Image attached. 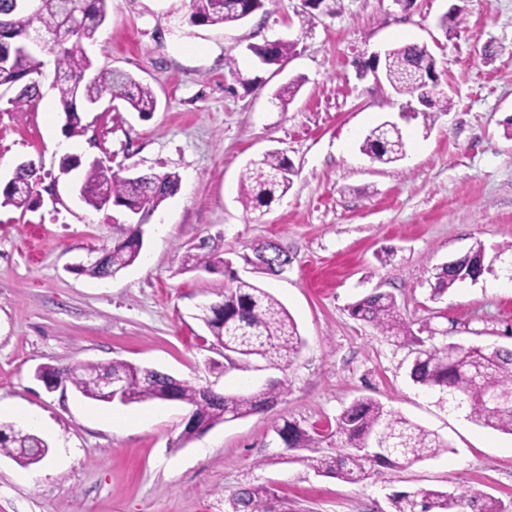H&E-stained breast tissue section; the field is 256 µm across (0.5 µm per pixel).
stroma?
Listing matches in <instances>:
<instances>
[{
    "instance_id": "1",
    "label": "stroma",
    "mask_w": 512,
    "mask_h": 512,
    "mask_svg": "<svg viewBox=\"0 0 512 512\" xmlns=\"http://www.w3.org/2000/svg\"><path fill=\"white\" fill-rule=\"evenodd\" d=\"M455 8L461 24L443 27ZM189 14L190 0H112L85 46L97 66L151 87L150 118L98 109L68 130L61 110L16 112L0 100V177L24 159L42 175L32 209L0 208V422L49 445L35 465L0 456V512H222L225 495L254 480L272 483L294 512H392V494L419 488L512 506V436L438 407L409 377L413 344L349 312L387 292L413 329H433V345L512 347V0H267L225 27L191 25ZM277 38L294 42L293 54L282 69L259 66L250 45ZM405 43L428 47L450 101L428 120L404 118L405 97L368 67ZM296 77L298 94L280 108L273 92ZM386 120L408 148L380 165L360 145ZM269 151L288 156L294 183L257 221L239 200L240 178ZM67 153L110 160L122 175L179 176L176 194L145 219L140 258L112 277L77 266L112 247L128 217L84 203L82 169L60 170ZM270 240L293 258L279 276L240 257ZM478 242L483 275L430 300L435 267ZM202 245L284 305L303 338L291 363L229 358L213 342L202 307L222 300L227 279L186 270L187 252ZM115 361L224 394L280 380L288 393L185 441L184 404H109L69 384L50 393L34 376L45 364ZM359 396L437 432L448 452L348 484L274 442L275 422L326 428ZM113 412L124 426L112 425Z\"/></svg>"
}]
</instances>
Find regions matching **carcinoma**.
I'll return each mask as SVG.
<instances>
[{"mask_svg":"<svg viewBox=\"0 0 512 512\" xmlns=\"http://www.w3.org/2000/svg\"><path fill=\"white\" fill-rule=\"evenodd\" d=\"M265 0H190V22L194 25L233 24L244 21L264 7ZM112 0H76L70 13L67 0H37V10L30 14L21 0H0V87L12 93L7 102L17 112L30 109L40 97L46 53L54 56L55 68L62 73L54 88L65 114L66 127L81 123L80 113L105 102L121 101L142 117L157 109L151 88L132 75L108 68L88 71L93 63L83 44L94 39L106 20ZM37 31L46 40L41 51L27 48L31 33ZM294 44L279 39L272 45H252L250 52L266 65H279L287 59ZM436 59L424 45L405 44L389 50L384 76L393 90L411 98L421 92L422 83L433 79ZM423 116L448 110V98L429 88ZM360 151L382 165L400 160L407 152L401 128L379 124L372 128L360 145ZM294 168L281 152L271 151L245 169L240 181V202L245 211L261 219L271 205L293 185ZM38 171L15 168L14 179L0 186V206L27 210L35 203L34 185ZM179 188L175 173H152L123 177L112 171L102 159L91 161L79 185L84 202L99 210L108 204L129 211L148 214L156 210ZM143 246L142 229L123 231V237L110 249L102 251V260L80 267L97 278L113 275L132 265ZM244 260L264 263L261 270L279 273L291 262L288 252L274 241L250 247ZM484 247L477 243L465 254L442 265L429 281L430 299H441L456 284L475 281L484 272ZM185 265L190 270H229L224 259L210 254H189ZM224 287L223 305L208 309L201 316L212 337L224 351L250 358L260 357L278 365L295 356L302 337L297 324L284 306L269 292L229 274ZM351 314L371 324L382 335L417 346L409 376L421 388L437 397V403L452 411H461L474 424L512 434V407L493 410L487 403L491 393H512V350L457 343L426 346L403 318L395 297L390 293H372L351 306ZM122 374L127 381L128 402L147 400L177 401L190 406L196 425L210 429L214 425L260 413L275 405L288 393V386L277 381L245 395L210 393L188 381L127 362L114 361L107 366L79 363L63 368L44 366L39 370L46 383L58 378L68 380L90 399H98L96 380L104 372ZM284 447L308 450L300 457L309 467L325 477L359 484L372 475L374 466H394L433 458L448 450L447 441L399 412L386 408L372 397L354 399L336 416L335 429L326 436L308 431L295 421L273 425ZM336 438V451L324 453L321 443ZM39 435L0 424V453L14 455L18 449L46 448ZM393 512H508L504 503L479 491L421 488L402 492L392 498ZM224 512H292L288 501L269 483L250 482L224 497Z\"/></svg>","mask_w":512,"mask_h":512,"instance_id":"1","label":"carcinoma"}]
</instances>
